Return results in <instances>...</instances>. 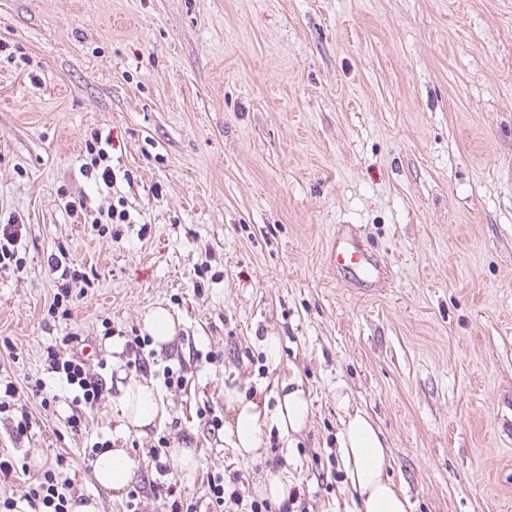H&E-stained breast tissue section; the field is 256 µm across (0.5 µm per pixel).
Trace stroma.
<instances>
[{
	"instance_id": "obj_1",
	"label": "stroma",
	"mask_w": 512,
	"mask_h": 512,
	"mask_svg": "<svg viewBox=\"0 0 512 512\" xmlns=\"http://www.w3.org/2000/svg\"><path fill=\"white\" fill-rule=\"evenodd\" d=\"M0 42L27 55L0 58V219L26 227L20 268L0 270V385L25 404L0 411V453L27 468L0 494L33 512V475L59 458V492L101 512H162L166 481L209 512L218 473L247 502L278 478L309 512H354L350 407L380 428L409 512H512V0H0ZM97 132L109 188L81 170ZM120 200L130 223H97ZM343 224L390 287L330 268ZM61 252L94 283L66 319L48 313ZM158 305L177 330L149 360L165 415L140 437L121 428L125 341ZM67 335L103 385L80 434L46 363ZM292 377L305 427H264L240 456L225 391L272 413ZM207 404L223 429L200 423ZM105 440L135 460L138 498L95 481Z\"/></svg>"
}]
</instances>
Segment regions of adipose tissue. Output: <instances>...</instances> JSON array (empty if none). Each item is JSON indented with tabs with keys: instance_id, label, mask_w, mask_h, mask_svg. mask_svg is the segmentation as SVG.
<instances>
[{
	"instance_id": "adipose-tissue-1",
	"label": "adipose tissue",
	"mask_w": 512,
	"mask_h": 512,
	"mask_svg": "<svg viewBox=\"0 0 512 512\" xmlns=\"http://www.w3.org/2000/svg\"><path fill=\"white\" fill-rule=\"evenodd\" d=\"M225 397L234 411L230 436L240 455L258 454L262 446V428L272 425L283 433L300 431L308 417V400L301 387L286 392L275 413L254 401L240 399L235 392ZM121 413L125 429L146 433L164 416L165 407L152 381L130 379L122 389ZM346 480L355 499L356 512H407L409 504L403 492L386 475L391 456L379 427L361 410L346 412L336 435ZM135 473V464L125 449L111 448L99 454L93 474L99 485L118 492Z\"/></svg>"
}]
</instances>
